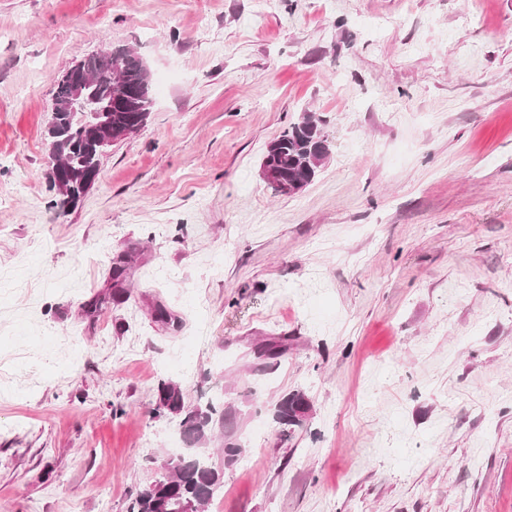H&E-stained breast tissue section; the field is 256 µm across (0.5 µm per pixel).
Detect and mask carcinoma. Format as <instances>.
I'll use <instances>...</instances> for the list:
<instances>
[{
    "instance_id": "cac0c4a2",
    "label": "carcinoma",
    "mask_w": 512,
    "mask_h": 512,
    "mask_svg": "<svg viewBox=\"0 0 512 512\" xmlns=\"http://www.w3.org/2000/svg\"><path fill=\"white\" fill-rule=\"evenodd\" d=\"M81 64L92 78L91 90L97 100L104 103L122 95V102L112 105V131H129L146 125L155 99L153 92L142 90L147 72L145 61L136 51L125 49V61L118 68L106 52L85 56ZM64 136L72 145L62 168L64 176L72 179L75 186L86 176L98 177L104 152L85 149L82 118L74 117L66 125ZM326 142L320 118L306 112L268 143L263 158L275 162L285 179L309 183L316 177L324 159L316 152L324 149ZM156 404L157 410L180 418L184 435L194 444L192 459L184 465L175 459L169 460L165 467L168 475L156 478L139 490L129 512H177L178 505L186 500L203 510L215 501L224 487V468L213 463L205 449L214 430L224 427V417L214 418L216 409L210 403L202 407L187 402L184 390L170 381L159 384ZM307 410L305 395L289 394L280 401L276 418L290 429L299 427Z\"/></svg>"
}]
</instances>
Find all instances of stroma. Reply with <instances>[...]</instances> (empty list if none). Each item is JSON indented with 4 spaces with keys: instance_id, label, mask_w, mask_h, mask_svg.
Here are the masks:
<instances>
[{
    "instance_id": "stroma-1",
    "label": "stroma",
    "mask_w": 512,
    "mask_h": 512,
    "mask_svg": "<svg viewBox=\"0 0 512 512\" xmlns=\"http://www.w3.org/2000/svg\"><path fill=\"white\" fill-rule=\"evenodd\" d=\"M105 42L147 62L154 109L62 211L54 79ZM306 112L329 155L274 193L262 155ZM19 266L0 512H128L188 445L162 379L242 447L208 512H512V0H0ZM305 395L300 393L289 394L284 397L276 408V418L281 425L293 429L303 424L308 410ZM279 406V409H278Z\"/></svg>"
}]
</instances>
